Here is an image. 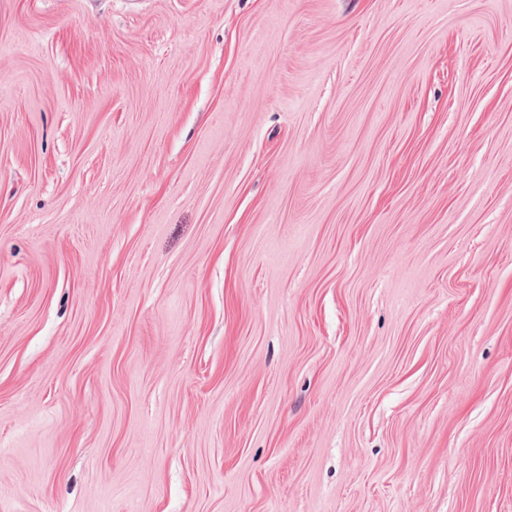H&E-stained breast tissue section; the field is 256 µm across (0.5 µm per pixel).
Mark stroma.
<instances>
[{"instance_id":"stroma-1","label":"stroma","mask_w":512,"mask_h":512,"mask_svg":"<svg viewBox=\"0 0 512 512\" xmlns=\"http://www.w3.org/2000/svg\"><path fill=\"white\" fill-rule=\"evenodd\" d=\"M0 512H512V0H0Z\"/></svg>"}]
</instances>
